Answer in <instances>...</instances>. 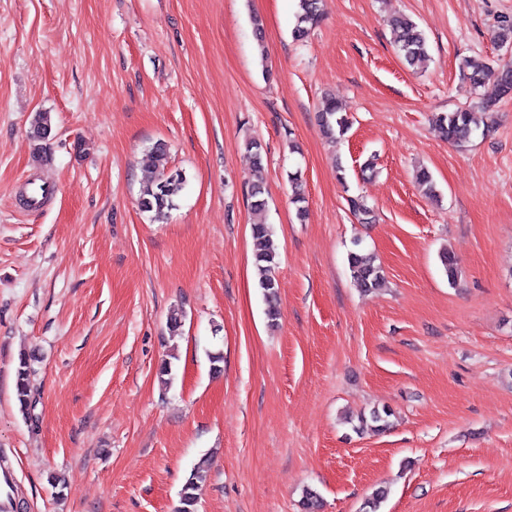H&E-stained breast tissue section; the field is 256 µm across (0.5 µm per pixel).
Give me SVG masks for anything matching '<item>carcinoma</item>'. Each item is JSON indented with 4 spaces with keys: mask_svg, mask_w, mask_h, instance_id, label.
I'll use <instances>...</instances> for the list:
<instances>
[{
    "mask_svg": "<svg viewBox=\"0 0 512 512\" xmlns=\"http://www.w3.org/2000/svg\"><path fill=\"white\" fill-rule=\"evenodd\" d=\"M322 17V0H298L296 24L292 31L294 40H306ZM389 25L392 31V44L407 65L414 66L427 56V41L418 23L409 17L398 16L392 18ZM496 34L501 45L512 44L511 16H502L497 20ZM467 79L472 89L478 92L477 101L452 112H439L434 117L435 125L442 137L458 147L468 143L476 129L481 127L483 132L487 133L493 128V125L484 121V117L495 112V107L502 98L512 94V65L476 68ZM319 120L324 133L332 140L338 135H345L349 129L348 118L336 101L328 96L322 101ZM50 129L49 113H36L30 124L31 138L39 143L44 142L49 137ZM245 146L253 152L256 166L254 179L248 190L249 206L254 214L260 215L268 207L267 189L261 174L262 146L251 139L245 142ZM167 156V145L163 142H157L150 148L149 163L158 174L141 188L139 195V207L145 212L153 213V217L157 219L166 217L173 209L175 199L186 185V178L181 172L167 171ZM415 181L425 196L432 200L439 198L436 183L428 170L422 168L416 171ZM348 205L362 223L372 222L371 210L362 198L351 197L348 199ZM251 236L255 246V264L259 271L258 284L266 303V316L269 321L275 322L280 316V311L279 283L275 274L277 253L273 231L270 225L260 219L251 224ZM347 261L351 277L364 290L370 291L382 285L383 270L375 263L374 258L351 250ZM34 361V355L23 353L16 367L15 397L20 411L28 418L37 405L29 382ZM390 416L391 410L387 408L374 409L369 415L360 417L354 430H385L390 427ZM204 465L205 462L202 461L191 470L182 488L177 512H196L197 491L199 483L204 478Z\"/></svg>",
    "mask_w": 512,
    "mask_h": 512,
    "instance_id": "obj_1",
    "label": "carcinoma"
}]
</instances>
